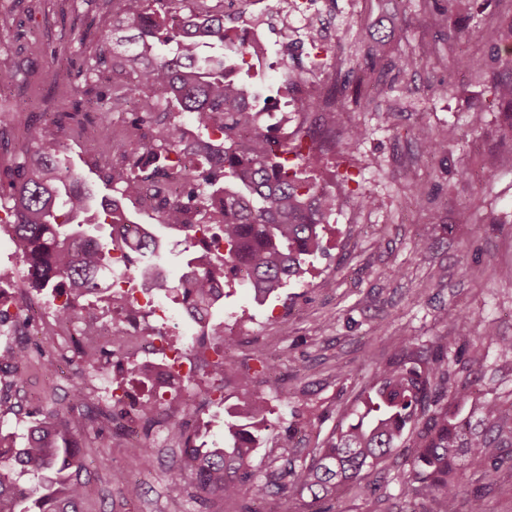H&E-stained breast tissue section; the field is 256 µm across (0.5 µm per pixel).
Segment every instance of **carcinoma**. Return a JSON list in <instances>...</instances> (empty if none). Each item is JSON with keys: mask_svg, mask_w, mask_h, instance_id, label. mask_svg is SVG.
<instances>
[{"mask_svg": "<svg viewBox=\"0 0 512 512\" xmlns=\"http://www.w3.org/2000/svg\"><path fill=\"white\" fill-rule=\"evenodd\" d=\"M112 40H103L95 62L85 63L70 84L75 97L91 95L112 48V110H103L91 135L101 141L120 140L105 184L111 193L96 191L71 166L68 148L55 132L16 149L12 130L29 126L24 113L0 112V151L11 164L0 171V212L11 227L13 241L26 265L23 287L54 289L64 298L53 306L61 319L81 318L90 306L79 298H100L111 292L112 252L124 248L135 265L140 288L156 297L177 294L182 307L204 313L224 300L218 286L238 284L262 302L299 274L307 256L322 250L318 227L326 224L348 193L324 191L302 176L318 158L315 129L299 127L290 140L279 139L259 123L257 91L235 77L252 70L263 55L237 40V24L211 9L208 0H107ZM52 86L63 79L58 61L41 70ZM379 83L357 78L355 104H371ZM492 99L512 105V79L492 80ZM135 102L136 117L116 122L110 112H125ZM300 112H319L327 126L340 113L319 96L295 101ZM168 118L164 130L153 117ZM196 130L188 136L185 125ZM430 155L448 153V140L425 127L415 131ZM181 189L170 199V187ZM150 189L159 202L160 224L186 233L189 247L179 286H168L166 244L150 224L136 225L124 203ZM97 211L95 226L108 225L106 239L84 222ZM224 242V252L192 250L198 244ZM453 335L427 347L406 342L394 356L376 362L366 385L364 412L311 449L299 466L268 467L255 462L256 443L269 431L267 401L251 395L224 417V442L213 447L182 438L180 470L198 492L225 502L274 498V512H298L304 497L311 503L332 500L348 491L374 495L370 477L392 467L401 478V495L414 505L410 512H488L484 496L469 488L466 470L475 469L501 498L512 500V480L498 473L512 465V399L483 395L474 399L476 380L461 359L449 357L455 347H471L470 363L482 358L484 342L497 345L499 355L512 358V339L472 338L473 317L450 307L444 312ZM215 360L211 372H226L225 350L234 341L218 325L211 328ZM21 391L13 379L0 389V414L12 411L11 397ZM97 424L99 442L117 413L103 406L84 386L69 395V409L39 411L24 446L0 433V458L11 460L36 483L25 487L0 473V512H82L86 495L83 452L74 431L76 418Z\"/></svg>", "mask_w": 512, "mask_h": 512, "instance_id": "obj_1", "label": "carcinoma"}]
</instances>
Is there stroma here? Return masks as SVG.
Wrapping results in <instances>:
<instances>
[{
    "label": "stroma",
    "instance_id": "obj_1",
    "mask_svg": "<svg viewBox=\"0 0 512 512\" xmlns=\"http://www.w3.org/2000/svg\"><path fill=\"white\" fill-rule=\"evenodd\" d=\"M448 10V24L421 28L415 17L421 9ZM96 20L94 34L80 41L87 21ZM512 21V0H459L448 8L445 0H328L314 27H299L294 17L277 18L275 25L254 20L267 47L260 68L241 73L247 84L262 88L276 101L264 124L278 134L312 126L317 116L295 108L293 92L282 86V65L303 79L328 81L327 73L309 70L306 56L339 47L347 71L373 67L385 81L381 105L391 114L381 123L378 113L355 106L352 90H344L348 106L319 162L304 175L326 190H337L342 176H350L359 192L373 194L374 207L364 209L357 195L350 196L328 224L319 229L321 255L308 258L301 278L290 280L279 292L256 303L243 288L230 289L212 319L223 323L235 342L265 336L276 359L277 377L258 369V353L233 360L236 368L250 366L257 373L251 389L229 382L225 407H232L251 391L270 407L271 434L262 441L257 457L262 462L303 464L310 448L343 420L345 410L373 376L367 353L384 359L406 339L420 346L451 333L442 309L453 306L475 319L476 330L512 338V120L507 105L494 103L492 78L512 77V60L502 59L484 75L451 68L450 59L464 53L486 52L499 45V33ZM110 17L103 0H78L75 11L60 14L56 0H38L34 14L16 9L15 23L0 32V107L23 105L31 116L20 143L30 142L50 128L59 112H81V123H68L67 135L98 123L99 105L77 102L65 88L43 85L37 76L16 72L13 63L26 59L42 67L56 48L65 71L77 72L96 52ZM419 56L417 68L398 77L395 65L405 54ZM481 111L482 124L470 130L472 112ZM447 137L448 152L430 155L415 137L417 126ZM360 127L363 138L348 139L344 131ZM424 186L427 200L418 204L413 183ZM470 208L474 221L460 224L456 215ZM426 250H418L420 238ZM30 344L39 354L19 372L20 398L25 414L5 415L0 432L23 442L42 407L65 408L76 384L94 382L99 369L87 366L63 337L46 347L43 337ZM478 387L501 396L512 395V364L487 347L476 365ZM308 435H301L305 423ZM91 428H84L87 483L85 512H240L228 503L216 509L196 497L194 487L171 497L168 487L179 473L182 441L177 431L144 436L153 454L146 468L131 469L137 449L121 440L108 445L92 443ZM141 486L139 499L121 494V479Z\"/></svg>",
    "mask_w": 512,
    "mask_h": 512
}]
</instances>
